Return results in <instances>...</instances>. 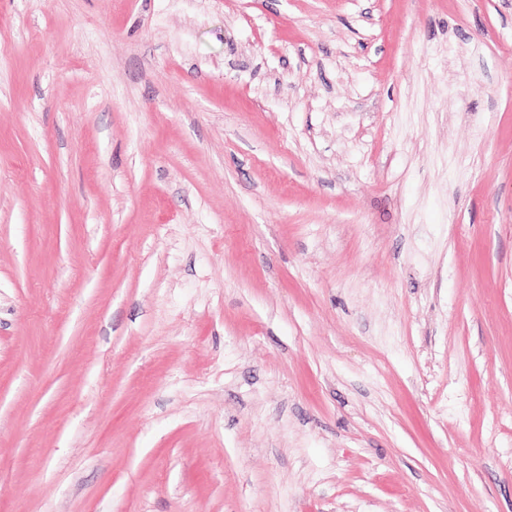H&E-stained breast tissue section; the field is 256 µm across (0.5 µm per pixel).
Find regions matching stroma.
Here are the masks:
<instances>
[{
  "instance_id": "35a3bbf8",
  "label": "stroma",
  "mask_w": 512,
  "mask_h": 512,
  "mask_svg": "<svg viewBox=\"0 0 512 512\" xmlns=\"http://www.w3.org/2000/svg\"><path fill=\"white\" fill-rule=\"evenodd\" d=\"M0 512H512V0H0Z\"/></svg>"
}]
</instances>
